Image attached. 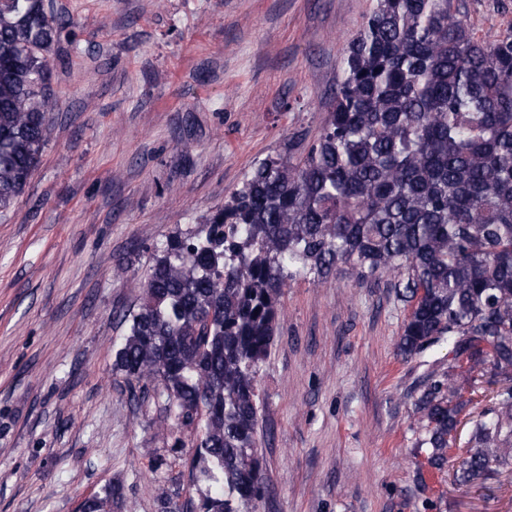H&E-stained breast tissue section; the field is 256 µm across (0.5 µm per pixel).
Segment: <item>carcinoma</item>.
I'll use <instances>...</instances> for the list:
<instances>
[{
  "instance_id": "carcinoma-1",
  "label": "carcinoma",
  "mask_w": 512,
  "mask_h": 512,
  "mask_svg": "<svg viewBox=\"0 0 512 512\" xmlns=\"http://www.w3.org/2000/svg\"><path fill=\"white\" fill-rule=\"evenodd\" d=\"M63 19L45 0H0V217L40 166L52 109L50 57ZM398 277L411 304L404 357L448 344V370L414 401L428 463L482 380L497 385L455 482L512 471V30L475 38L453 0H377L348 45L318 138L299 160L254 164L196 229L156 254L113 371L153 378L193 430L199 512H256L258 377L296 278ZM108 484L81 512L124 508Z\"/></svg>"
}]
</instances>
